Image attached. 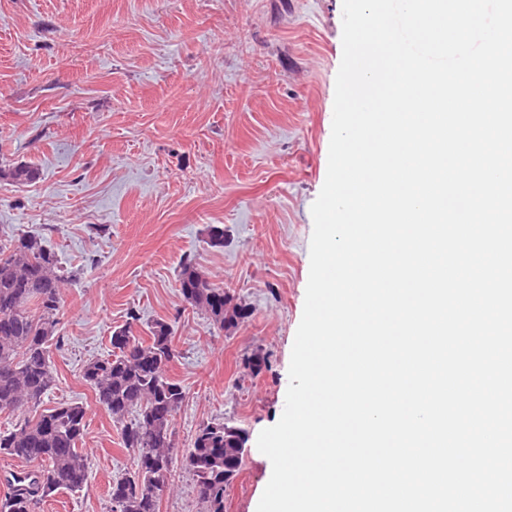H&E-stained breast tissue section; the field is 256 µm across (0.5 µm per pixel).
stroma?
I'll list each match as a JSON object with an SVG mask.
<instances>
[{
    "mask_svg": "<svg viewBox=\"0 0 512 512\" xmlns=\"http://www.w3.org/2000/svg\"><path fill=\"white\" fill-rule=\"evenodd\" d=\"M342 53V0H0V166L37 172L0 179V237L41 238L70 276L44 405L85 406L91 459L87 487L37 512H112L133 460L81 371L133 313L142 337L169 326L186 393L160 512H206L185 455L219 421L249 434L224 512H257L272 473L257 438L285 407ZM187 262L247 317L223 329L193 308Z\"/></svg>",
    "mask_w": 512,
    "mask_h": 512,
    "instance_id": "35a3bbf8",
    "label": "stroma"
}]
</instances>
